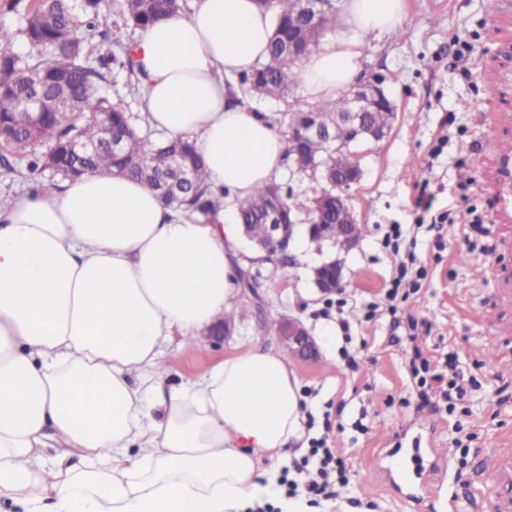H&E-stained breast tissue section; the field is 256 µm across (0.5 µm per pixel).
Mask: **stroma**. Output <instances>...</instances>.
I'll return each mask as SVG.
<instances>
[{"instance_id":"obj_1","label":"stroma","mask_w":512,"mask_h":512,"mask_svg":"<svg viewBox=\"0 0 512 512\" xmlns=\"http://www.w3.org/2000/svg\"><path fill=\"white\" fill-rule=\"evenodd\" d=\"M407 4L400 27L371 39L360 65L383 76L396 115L346 193L362 236L342 256L344 288L314 287L321 256L309 242L287 268L249 262L242 245L234 267L257 276V298L236 293L225 341L166 346V383L179 386L252 343L277 348L265 321L300 317L321 348L318 361H288L303 415L283 476L308 482L313 443L325 435L350 471L338 495L356 500L349 512H478L472 474L497 466L486 449L512 456V398L499 392L512 383V223H492L484 180L493 163L477 154L492 86H512V38L490 34L484 0ZM461 38L475 48L468 79L457 68ZM422 181L432 214L448 216L434 229L412 207ZM465 253L473 262H462ZM417 348L433 375L447 374L455 356L467 393L453 410L421 406L409 371Z\"/></svg>"}]
</instances>
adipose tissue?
Instances as JSON below:
<instances>
[{
	"label": "adipose tissue",
	"mask_w": 512,
	"mask_h": 512,
	"mask_svg": "<svg viewBox=\"0 0 512 512\" xmlns=\"http://www.w3.org/2000/svg\"><path fill=\"white\" fill-rule=\"evenodd\" d=\"M405 0H343L336 34L299 64L324 102L354 79L365 46L397 28ZM270 11L198 0L136 34L143 109L195 140L212 191L243 199L281 170L285 139L224 80L265 58ZM235 214H175L147 185L87 174L0 207V504L23 512H331L280 486L298 432L299 388L258 344L167 386L160 357L231 310Z\"/></svg>",
	"instance_id": "ef3b65f1"
}]
</instances>
